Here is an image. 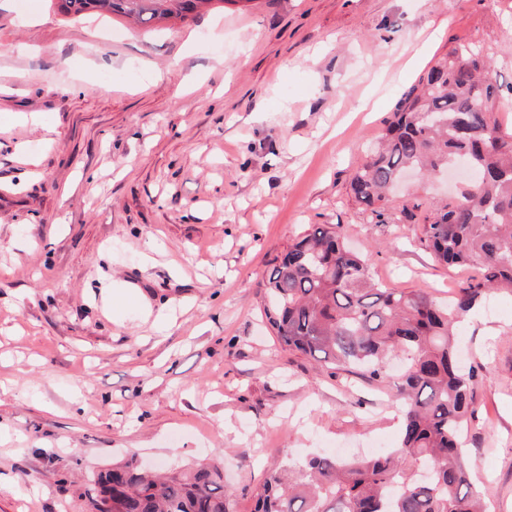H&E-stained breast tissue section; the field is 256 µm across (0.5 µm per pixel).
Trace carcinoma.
<instances>
[{
  "instance_id": "cac0c4a2",
  "label": "carcinoma",
  "mask_w": 512,
  "mask_h": 512,
  "mask_svg": "<svg viewBox=\"0 0 512 512\" xmlns=\"http://www.w3.org/2000/svg\"><path fill=\"white\" fill-rule=\"evenodd\" d=\"M212 2L58 0V8L71 20L95 11L149 24L193 19ZM511 108L488 51L458 43L400 99L349 181L367 223L416 224L439 262L477 269L448 303L376 282L338 224L310 226L268 271L263 314L282 345L370 382L387 376L390 357L405 363L396 385L402 427L380 455H315L271 471L254 512H484L463 448L477 370L461 365L453 336L487 295L512 291V130L498 117ZM460 161L474 180L455 198L399 193L406 171L433 182ZM84 497L88 512H234L216 463L170 472L114 464L90 476Z\"/></svg>"
}]
</instances>
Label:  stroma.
<instances>
[{
  "label": "stroma",
  "mask_w": 512,
  "mask_h": 512,
  "mask_svg": "<svg viewBox=\"0 0 512 512\" xmlns=\"http://www.w3.org/2000/svg\"><path fill=\"white\" fill-rule=\"evenodd\" d=\"M460 41L512 84V0H226L148 25L0 0V512H85L89 472L218 457L252 512L284 461L395 443L393 378L281 347L260 284L312 224L392 288L444 301L475 276L347 189ZM489 302L457 327L479 371L467 462L512 512V294Z\"/></svg>",
  "instance_id": "obj_1"
}]
</instances>
